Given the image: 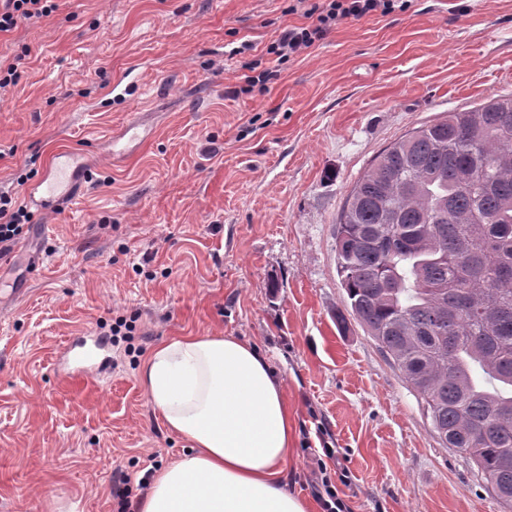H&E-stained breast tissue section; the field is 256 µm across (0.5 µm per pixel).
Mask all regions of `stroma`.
Masks as SVG:
<instances>
[{
	"instance_id": "1",
	"label": "stroma",
	"mask_w": 512,
	"mask_h": 512,
	"mask_svg": "<svg viewBox=\"0 0 512 512\" xmlns=\"http://www.w3.org/2000/svg\"><path fill=\"white\" fill-rule=\"evenodd\" d=\"M466 12H458V5ZM304 0H69L0 34V189L26 202L56 155L82 195L32 210L0 259V512H121L151 466L189 451L139 370L161 340L249 342L295 411L288 487L314 502L322 442L350 512H502L431 430L422 400L346 315L336 224L370 161L414 128L512 94V0H412L279 59ZM268 71L249 86L250 71ZM140 93L118 98V89ZM144 120L128 123L135 113ZM134 319L132 335H113ZM101 336L111 370L69 379L64 346Z\"/></svg>"
}]
</instances>
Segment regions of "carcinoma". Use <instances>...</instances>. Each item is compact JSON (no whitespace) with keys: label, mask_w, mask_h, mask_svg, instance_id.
<instances>
[{"label":"carcinoma","mask_w":512,"mask_h":512,"mask_svg":"<svg viewBox=\"0 0 512 512\" xmlns=\"http://www.w3.org/2000/svg\"><path fill=\"white\" fill-rule=\"evenodd\" d=\"M335 251L352 315L512 512V96L385 148L346 198Z\"/></svg>","instance_id":"carcinoma-1"}]
</instances>
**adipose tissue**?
I'll return each mask as SVG.
<instances>
[{
	"instance_id": "adipose-tissue-1",
	"label": "adipose tissue",
	"mask_w": 512,
	"mask_h": 512,
	"mask_svg": "<svg viewBox=\"0 0 512 512\" xmlns=\"http://www.w3.org/2000/svg\"><path fill=\"white\" fill-rule=\"evenodd\" d=\"M139 378L190 451L154 474L137 512H310L287 485L295 429L282 382L257 349L221 333L173 336Z\"/></svg>"
}]
</instances>
